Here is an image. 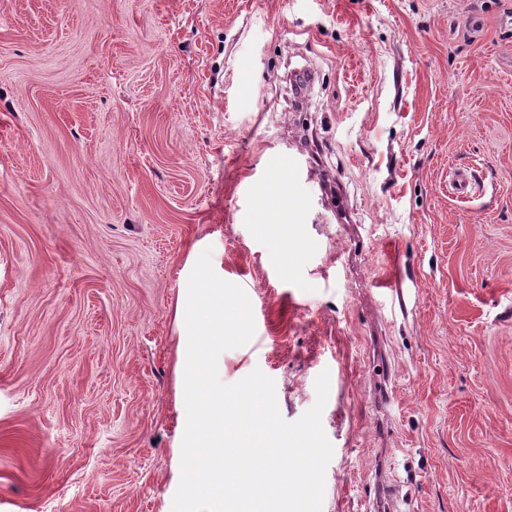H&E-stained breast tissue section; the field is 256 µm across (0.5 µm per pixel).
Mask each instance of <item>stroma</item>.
Listing matches in <instances>:
<instances>
[{
  "mask_svg": "<svg viewBox=\"0 0 512 512\" xmlns=\"http://www.w3.org/2000/svg\"><path fill=\"white\" fill-rule=\"evenodd\" d=\"M274 153L316 194L258 231ZM206 250L221 382L329 375L322 512H512V0H0V512H172Z\"/></svg>",
  "mask_w": 512,
  "mask_h": 512,
  "instance_id": "1",
  "label": "stroma"
}]
</instances>
